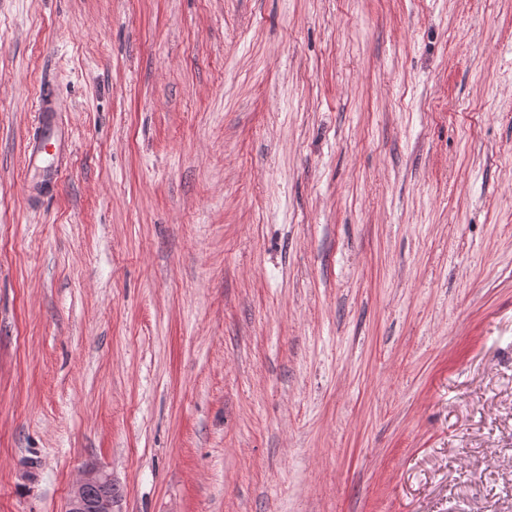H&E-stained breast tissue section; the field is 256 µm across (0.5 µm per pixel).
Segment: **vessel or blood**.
I'll use <instances>...</instances> for the list:
<instances>
[{
  "label": "vessel or blood",
  "instance_id": "obj_1",
  "mask_svg": "<svg viewBox=\"0 0 512 512\" xmlns=\"http://www.w3.org/2000/svg\"><path fill=\"white\" fill-rule=\"evenodd\" d=\"M64 107L51 85H44L37 102L36 128L27 140L25 166L41 178L27 186L29 195L42 198L54 192L69 169L72 141L62 119Z\"/></svg>",
  "mask_w": 512,
  "mask_h": 512
}]
</instances>
